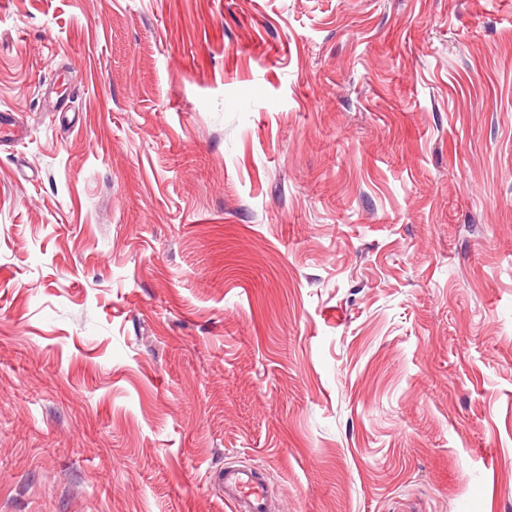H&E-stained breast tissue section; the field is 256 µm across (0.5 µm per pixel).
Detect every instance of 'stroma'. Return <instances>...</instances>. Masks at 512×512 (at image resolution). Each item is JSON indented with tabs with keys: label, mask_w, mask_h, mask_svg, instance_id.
Returning a JSON list of instances; mask_svg holds the SVG:
<instances>
[{
	"label": "stroma",
	"mask_w": 512,
	"mask_h": 512,
	"mask_svg": "<svg viewBox=\"0 0 512 512\" xmlns=\"http://www.w3.org/2000/svg\"><path fill=\"white\" fill-rule=\"evenodd\" d=\"M0 512H512V0H0ZM224 496L238 512H266L267 489L253 470H224Z\"/></svg>",
	"instance_id": "35a3bbf8"
}]
</instances>
